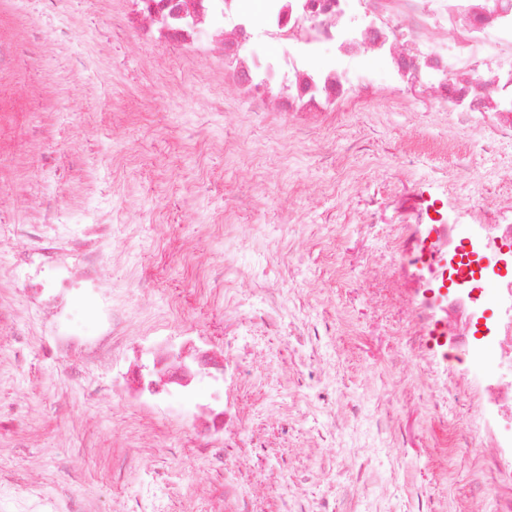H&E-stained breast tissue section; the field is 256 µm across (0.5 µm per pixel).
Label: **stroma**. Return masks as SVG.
Here are the masks:
<instances>
[{
	"label": "stroma",
	"instance_id": "35a3bbf8",
	"mask_svg": "<svg viewBox=\"0 0 512 512\" xmlns=\"http://www.w3.org/2000/svg\"><path fill=\"white\" fill-rule=\"evenodd\" d=\"M64 10L76 17V51L102 65L79 79L72 55L56 53L53 29L44 27L34 53L0 85V185L24 187L33 206L51 199L80 221L111 215L112 297L125 306L131 335L165 326L220 341L246 320L251 384L241 408L261 441L250 451L256 489L226 494L230 454L187 447L163 412L86 397L83 370L38 355L43 327L1 264L0 294L26 334L0 335V403L21 404L25 415L23 426H0V472L54 493L90 431L96 446L75 492L91 512H133L145 496L158 512H300L323 501L336 512H497L512 502V485L488 481L492 459L468 445L482 418L477 395L461 387L434 401L442 379L407 346L403 281L371 264L392 247L390 226L357 219L403 190L430 192L437 178L466 170L475 198L512 199V179L501 173L512 140L452 143L425 109L377 97L330 113L293 154V130L278 115L255 116L234 97L220 111H197L213 87L206 65L162 55L133 36L113 38L98 0H68ZM44 88L66 119L36 142ZM354 177L365 193L337 196V185ZM191 235L197 248L181 259ZM228 250L238 260L235 288L256 299L293 281L286 321L330 327L325 370L311 366V349L295 337L250 322L249 307L225 313L223 289L200 286L197 270L219 276ZM22 344L32 351L26 372L13 361ZM302 377L312 378L314 391H296ZM323 406L335 407L346 426L337 441L326 433ZM132 447L140 450L135 466L113 478L114 463ZM271 472L286 474L287 487L268 485Z\"/></svg>",
	"mask_w": 512,
	"mask_h": 512
}]
</instances>
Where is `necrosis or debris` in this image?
<instances>
[{"label": "necrosis or debris", "mask_w": 512, "mask_h": 512, "mask_svg": "<svg viewBox=\"0 0 512 512\" xmlns=\"http://www.w3.org/2000/svg\"><path fill=\"white\" fill-rule=\"evenodd\" d=\"M122 32L181 57L214 61V93L202 105L222 107L225 92L255 112L319 116L346 102L380 94L442 112L452 140L512 139V0H128ZM279 53H270V46ZM387 56L388 77L351 70L358 57ZM471 179L440 182L431 198L404 195L388 221L398 243L390 263L407 283L408 335L421 354L498 363L473 383L490 417L486 443L496 465L492 484H512V202L467 203ZM111 221L75 223L42 205L34 220L0 226L9 245L10 281L48 330V347L79 353L97 368L125 366L112 380L119 402L163 409L192 447L235 449L236 470L248 468L258 440L239 419L237 386L246 369L239 337L223 347L175 343L170 333L129 341L104 280ZM503 267L497 296L483 282ZM83 299L95 324L87 330L71 304ZM499 316L486 322L489 299ZM0 512H74L73 495H47L28 481L0 477Z\"/></svg>", "instance_id": "4bbe7bcc"}]
</instances>
